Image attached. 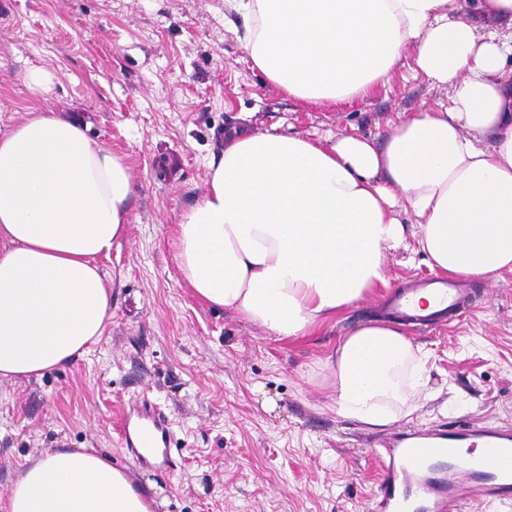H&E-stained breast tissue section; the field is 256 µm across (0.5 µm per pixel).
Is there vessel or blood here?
Here are the masks:
<instances>
[{
	"instance_id": "1",
	"label": "vessel or blood",
	"mask_w": 512,
	"mask_h": 512,
	"mask_svg": "<svg viewBox=\"0 0 512 512\" xmlns=\"http://www.w3.org/2000/svg\"><path fill=\"white\" fill-rule=\"evenodd\" d=\"M418 293L430 298L431 312L416 303ZM465 294L460 281L429 279L395 294L387 313L410 324L426 325L456 312ZM134 411L140 424L134 428L122 425L121 435L129 458L146 466L148 451L156 447L166 420L155 407L145 404L135 406ZM384 463L376 512H460L459 495L465 489L476 500L512 499V429L466 426L402 432L387 450Z\"/></svg>"
}]
</instances>
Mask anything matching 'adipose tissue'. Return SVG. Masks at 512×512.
<instances>
[{"label":"adipose tissue","mask_w":512,"mask_h":512,"mask_svg":"<svg viewBox=\"0 0 512 512\" xmlns=\"http://www.w3.org/2000/svg\"><path fill=\"white\" fill-rule=\"evenodd\" d=\"M266 81L306 103L363 97L408 65L447 102L385 139L311 140L231 126L207 190L176 227L202 300L281 338L386 283L414 239L431 269L512 272V0H234ZM129 167L60 113L0 134V377L71 364L103 335L112 295L98 264L132 207ZM337 414L369 429L424 384L401 325L366 324L326 358ZM0 512H151L94 451L28 466Z\"/></svg>","instance_id":"1"}]
</instances>
